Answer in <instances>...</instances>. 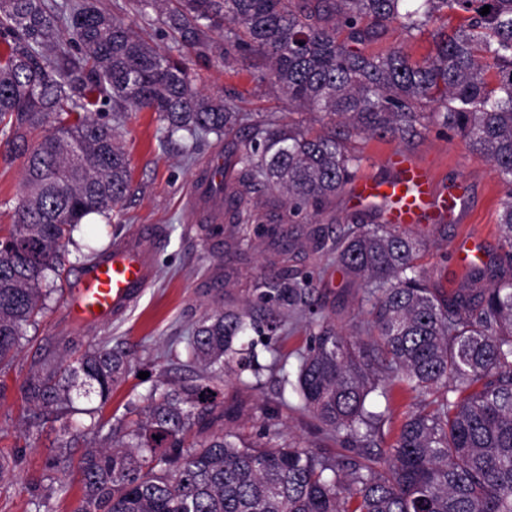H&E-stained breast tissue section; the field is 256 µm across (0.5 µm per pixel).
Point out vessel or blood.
<instances>
[{"label":"vessel or blood","instance_id":"vessel-or-blood-1","mask_svg":"<svg viewBox=\"0 0 512 512\" xmlns=\"http://www.w3.org/2000/svg\"><path fill=\"white\" fill-rule=\"evenodd\" d=\"M393 176L363 178L350 194L354 206L383 208L388 223L421 224L455 209L462 195L444 196L437 190L429 169L408 156H391ZM151 276L148 258L139 243L115 246L111 257L85 270L70 291L74 314L86 321H99L120 313L146 287Z\"/></svg>","mask_w":512,"mask_h":512}]
</instances>
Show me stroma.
<instances>
[{
    "label": "stroma",
    "instance_id": "obj_1",
    "mask_svg": "<svg viewBox=\"0 0 512 512\" xmlns=\"http://www.w3.org/2000/svg\"><path fill=\"white\" fill-rule=\"evenodd\" d=\"M194 85L200 92L234 95L243 111L288 118V104L280 99L268 77L267 66L249 68L237 63L221 64L211 57H194ZM123 145L130 159V193L120 212L90 216L74 232L73 241L61 257L65 275L56 281V291L45 313L28 327L14 364L0 371V456L11 463L0 480V512H72L81 492L70 483L62 494L44 480L47 458L59 436L55 423L35 424L22 397L21 384L30 371L54 361L66 350L80 352L105 342L129 350L131 373L115 388L106 405L81 398V408L102 406L104 416L119 417L128 411H143L145 397L153 386L174 387L197 380L198 363L188 355L187 342L207 312L256 303L253 286L272 268L277 249L260 224L212 222L206 210L192 202L195 182L205 171H215L224 161V141L208 135L197 141L167 142L155 113L132 112L123 120ZM365 161L360 177L385 179L392 170L389 155L404 153L433 169L439 191L461 192L465 201L446 218L410 226V233L424 239L426 249L418 263L431 280L446 290L463 285L468 273L457 249L465 239L481 246L485 264L494 265L503 254L498 214L504 191L492 163L471 152L459 137L443 129L423 135L397 138H365L355 142ZM0 141V226L9 227L22 179L20 161H6ZM154 226V237L143 240L154 277L130 308L117 317L92 323L76 320L68 304L69 290L91 261L90 250L111 247L114 242L141 238L143 227ZM246 247H239L242 237ZM289 266L314 274V294L331 313L338 329L349 331L366 325L368 316L359 307L362 290L321 254L311 252L305 240L294 241ZM263 367L261 383L244 389L234 377L223 386L226 398L242 406L228 429L252 439L274 429V441L293 443L327 458L341 454L331 439L306 413L282 382L284 372L294 371L298 357L308 348L311 336L305 319L284 311L282 326L273 334L254 336Z\"/></svg>",
    "mask_w": 512,
    "mask_h": 512
}]
</instances>
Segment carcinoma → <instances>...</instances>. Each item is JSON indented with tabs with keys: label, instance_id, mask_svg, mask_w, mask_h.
Here are the masks:
<instances>
[{
	"label": "carcinoma",
	"instance_id": "1",
	"mask_svg": "<svg viewBox=\"0 0 512 512\" xmlns=\"http://www.w3.org/2000/svg\"><path fill=\"white\" fill-rule=\"evenodd\" d=\"M129 0L141 22L124 23L97 0H0V134L9 159L23 160L14 221L0 235V370L14 361L26 328L45 308L49 273L90 214L120 210L130 160L121 131L92 113L155 112L166 138L214 134L229 140L224 167L237 171L214 194L232 224H247L251 196L279 192L288 219L324 213L356 179L365 137L409 139L447 129L494 166L504 189L499 214L504 259L470 264L451 293L417 264L423 241L357 214L327 241L306 233L315 253L332 257L364 284L372 331L336 328L325 306L307 310L311 344L295 379L283 374L319 427L355 456L341 462L295 445L210 432L236 417L222 397L224 374L260 384L258 354L241 355L247 332H275L281 307L309 293L313 273L271 261L254 285L269 300L203 316L188 342L208 370L199 383L153 387L143 416L103 419L87 409L84 432L106 441L71 454L74 387L105 404L131 371L126 353L97 343L30 372L21 391L38 418L61 422L58 452L43 478L76 471L73 512H512V0ZM490 12L481 14L484 6ZM152 12H147V9ZM461 15L448 27V15ZM231 28L224 29L225 24ZM396 23L429 33L427 57L361 45ZM164 30L177 54L150 44ZM225 32L241 65L260 59L290 109L322 115L315 130L270 118L248 121L221 97L192 84L190 55ZM424 398L405 414L386 456L369 451L390 416L389 387Z\"/></svg>",
	"mask_w": 512,
	"mask_h": 512
}]
</instances>
